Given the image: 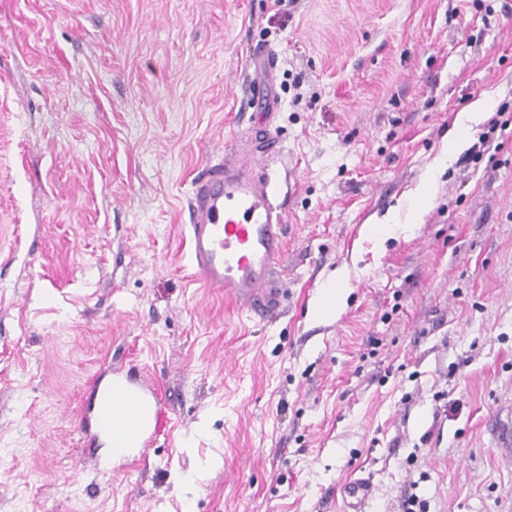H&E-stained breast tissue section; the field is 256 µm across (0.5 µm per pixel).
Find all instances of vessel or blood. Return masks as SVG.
I'll return each instance as SVG.
<instances>
[{
	"instance_id": "b4317fda",
	"label": "vessel or blood",
	"mask_w": 512,
	"mask_h": 512,
	"mask_svg": "<svg viewBox=\"0 0 512 512\" xmlns=\"http://www.w3.org/2000/svg\"><path fill=\"white\" fill-rule=\"evenodd\" d=\"M274 62L272 52L263 53L258 76L242 90L254 109L271 108L267 81ZM260 135L265 158L244 160L228 152L221 160L206 162L193 178L187 255L193 276L203 287L227 292L247 317L263 320L279 309L283 296L275 269L285 252L287 214L279 202L280 182L272 166L283 148L268 128H261ZM130 421L139 426L140 450L148 451L169 422L166 391L155 387L145 392L129 381L94 410L98 431ZM373 495L368 479L348 482L342 494L345 512H363Z\"/></svg>"
}]
</instances>
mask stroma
Segmentation results:
<instances>
[{
    "label": "stroma",
    "mask_w": 512,
    "mask_h": 512,
    "mask_svg": "<svg viewBox=\"0 0 512 512\" xmlns=\"http://www.w3.org/2000/svg\"><path fill=\"white\" fill-rule=\"evenodd\" d=\"M512 0H0V512H512V139L412 192L485 92L512 111ZM278 55L288 298L195 284L191 179L246 148ZM338 313L314 304L338 268ZM166 387L146 455L89 461L90 379ZM275 56L272 51L263 53L258 63V70L260 75L252 79L250 84L242 88L243 98L246 103L252 106L254 109L261 111H269L272 109L271 101L268 98V87L267 82L272 71V65H274ZM392 216L384 218L382 221L369 222L366 225L365 232L378 239L380 242H385L389 237L395 234H411L414 229V224H396ZM374 488L366 478L348 482L343 488V500L346 512H363L366 504L373 498Z\"/></svg>",
    "instance_id": "obj_1"
}]
</instances>
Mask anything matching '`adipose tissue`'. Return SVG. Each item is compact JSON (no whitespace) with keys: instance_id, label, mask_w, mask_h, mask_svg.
Returning <instances> with one entry per match:
<instances>
[{"instance_id":"obj_1","label":"adipose tissue","mask_w":512,"mask_h":512,"mask_svg":"<svg viewBox=\"0 0 512 512\" xmlns=\"http://www.w3.org/2000/svg\"><path fill=\"white\" fill-rule=\"evenodd\" d=\"M495 104L494 94L488 93L473 102L467 110L457 113L454 120L455 136L445 140L441 153L430 165L426 176L421 180L411 196L412 217H419L427 210L433 197L436 174L440 169L446 167L459 152L462 147L463 134L477 125L486 113L491 112Z\"/></svg>"}]
</instances>
